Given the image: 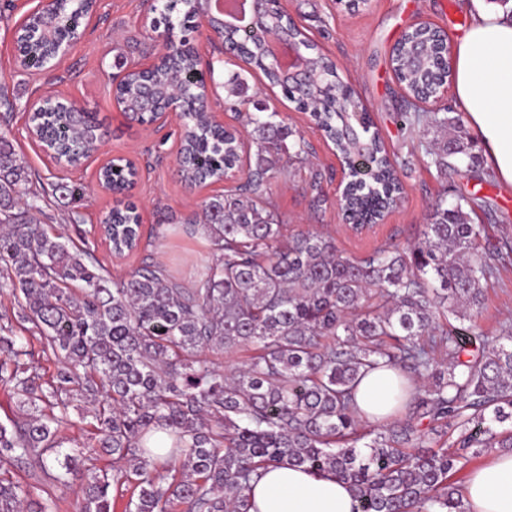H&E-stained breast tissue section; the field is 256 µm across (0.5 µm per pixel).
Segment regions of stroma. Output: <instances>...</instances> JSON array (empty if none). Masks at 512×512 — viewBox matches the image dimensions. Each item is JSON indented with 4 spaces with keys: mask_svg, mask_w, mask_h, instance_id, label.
Returning <instances> with one entry per match:
<instances>
[{
    "mask_svg": "<svg viewBox=\"0 0 512 512\" xmlns=\"http://www.w3.org/2000/svg\"><path fill=\"white\" fill-rule=\"evenodd\" d=\"M12 3L9 19L0 20V90L15 97L19 109L6 133L28 160L33 181L47 186L62 178L83 190L80 200H64L52 208L55 225L69 233L81 228L94 243L97 258L113 274L122 275L143 263L159 261L175 277L194 280L211 255L201 236L186 234L184 220L201 212L205 201L222 194L226 184L219 181L190 188L182 182L176 161L183 134L179 118L141 125L128 120L113 104L112 77L120 65H149L166 48L145 21L150 13L147 0H97L93 13L81 21L80 38L67 49L51 81L40 71L21 66L13 50L14 30L38 0ZM280 5L309 43L335 61L340 80L351 87L368 112L373 130L401 163L404 185L401 198L382 221L359 233L350 230L336 207V186L342 171L332 145L308 113L298 111L279 89L268 87L261 74L248 72L240 58L215 50L209 28L197 22L193 43L202 52V62L214 66L210 107L217 120L246 138L251 132L247 115L264 107L279 112L310 145L308 161L288 167L271 185L275 209L287 220L290 232L329 235L346 254L363 258L386 243L411 244L424 224L430 223L436 205L452 208L461 197L475 194L483 198L485 206L470 213L469 219L484 225L482 245H493L505 233H512V187L502 185L490 172L485 147L455 95H447L437 109L458 118L478 162L470 169L440 171L432 152L453 140L455 134L432 128L425 120L411 127L402 123L407 94L389 64L393 46L408 27L428 23L448 40H455L470 27L482 7L480 0H369L355 10L345 9L338 0H280ZM235 72L245 73L248 85L247 103L236 112L224 106V83ZM46 94L76 102L95 113L102 125L98 151L81 166L53 159L26 128V107ZM117 158L132 160L138 168L131 194L141 219L139 247L121 257L111 252L99 232L116 197L97 186L101 164ZM315 175L326 198L319 207L313 205L307 190ZM477 323L490 336L512 324V267L501 269L487 289Z\"/></svg>",
    "mask_w": 512,
    "mask_h": 512,
    "instance_id": "obj_1",
    "label": "stroma"
}]
</instances>
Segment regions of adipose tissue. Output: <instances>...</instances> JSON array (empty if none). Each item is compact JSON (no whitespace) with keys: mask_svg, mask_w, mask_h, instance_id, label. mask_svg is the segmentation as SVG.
I'll list each match as a JSON object with an SVG mask.
<instances>
[{"mask_svg":"<svg viewBox=\"0 0 512 512\" xmlns=\"http://www.w3.org/2000/svg\"><path fill=\"white\" fill-rule=\"evenodd\" d=\"M455 93L487 148L492 173L512 186V0L480 11L454 44ZM396 376L373 370L357 387L365 420L375 422L395 404ZM249 512H354L348 485L285 463L263 470L247 491ZM467 512H512V454H492L465 484Z\"/></svg>","mask_w":512,"mask_h":512,"instance_id":"obj_1","label":"adipose tissue"}]
</instances>
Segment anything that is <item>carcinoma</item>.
<instances>
[{
	"instance_id": "obj_1",
	"label": "carcinoma",
	"mask_w": 512,
	"mask_h": 512,
	"mask_svg": "<svg viewBox=\"0 0 512 512\" xmlns=\"http://www.w3.org/2000/svg\"><path fill=\"white\" fill-rule=\"evenodd\" d=\"M93 2L55 0L51 16L28 15L15 40L26 67L47 68L55 42L78 35ZM201 16L221 26L211 0H165L158 23L172 30ZM277 30L299 35L274 12L248 33L224 29V43L311 112L334 144L349 172L342 209L353 228L381 219L403 192L400 163L370 132L368 113L336 111L340 81L325 54L315 49L308 60L321 83L312 103L269 66L267 36ZM438 34L413 26L393 48L392 72L410 96L447 82V69L416 52ZM197 68L195 56L175 51L148 80L127 72L115 96L146 117L174 86L196 93L204 84ZM242 84L239 76L224 84L232 110L243 104ZM29 120L33 134L70 163L88 158L100 140L92 113L60 100L43 101ZM182 120L186 182L238 168L234 133L203 108ZM249 124L257 150L244 183L206 202L204 223L184 220L212 252L190 287L156 263L114 276L86 237L77 242L37 223L33 212L47 191L0 133V290L10 289L18 304L0 312V383L18 407L10 425L0 424V462L50 464L56 472L48 478L61 488L83 476L89 457H112V473L91 476L79 512H114V483L137 491L125 512H249L244 491L280 462L344 481L356 512H466L451 474L491 448L512 449V326L486 336L476 324L485 291L512 264V237L482 251L484 228L462 211L482 208L477 196L453 209L437 206L412 246L379 247L361 259L323 234L291 235L271 209L269 189L285 171L283 159L305 162L309 144L299 135L288 148L294 132L274 111L250 115ZM134 174L119 159L99 179L121 194ZM104 234L117 255L135 249L134 206L112 208ZM30 336L59 363L48 379ZM239 351L246 359L230 374L206 356ZM382 367L417 387L368 430L355 389ZM76 396L93 403L95 443L64 452L60 431ZM157 431L171 439L164 456L148 447ZM29 495L0 470V512H23Z\"/></svg>"
}]
</instances>
